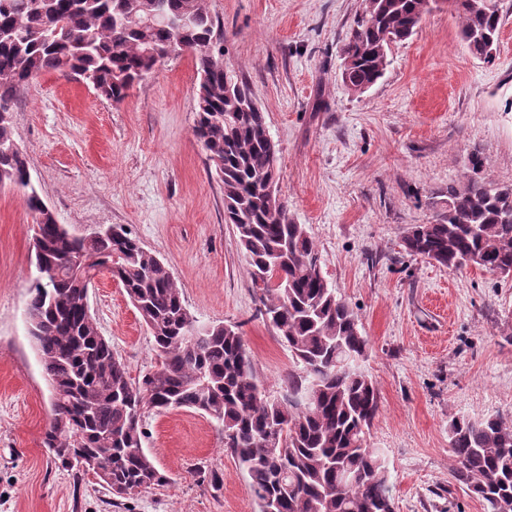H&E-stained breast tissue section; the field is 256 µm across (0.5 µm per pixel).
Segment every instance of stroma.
<instances>
[{
	"label": "stroma",
	"instance_id": "obj_1",
	"mask_svg": "<svg viewBox=\"0 0 512 512\" xmlns=\"http://www.w3.org/2000/svg\"><path fill=\"white\" fill-rule=\"evenodd\" d=\"M495 59L472 55L459 18L435 0L394 44L364 93L341 80L342 48L363 0H211L224 65L242 75L280 148L278 190L305 225L330 287L354 309L379 396L366 435L389 471L394 512H489L461 488L449 427L512 425V279L408 255L405 228L434 221L449 185L512 184V0ZM199 79L168 60L118 104L45 74L11 114L31 180L59 223L122 225L170 268L199 323L239 326L268 395L295 368L263 321L222 183L193 135ZM33 217L0 187V512H258L216 422L191 409L150 412L142 447L166 484L119 497L43 445L52 410L27 336ZM89 309L130 376L154 369L153 337L108 273Z\"/></svg>",
	"mask_w": 512,
	"mask_h": 512
}]
</instances>
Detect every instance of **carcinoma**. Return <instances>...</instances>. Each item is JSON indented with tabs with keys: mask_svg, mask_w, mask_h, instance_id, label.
<instances>
[{
	"mask_svg": "<svg viewBox=\"0 0 512 512\" xmlns=\"http://www.w3.org/2000/svg\"><path fill=\"white\" fill-rule=\"evenodd\" d=\"M462 18L463 40L492 62L502 17L495 0H448ZM431 0H365L348 31L341 78L353 93L374 85L390 45L419 29ZM188 55L199 76L193 132L224 186V222L232 224L260 314L286 344L300 371L288 374L278 399L257 378L242 333L200 324L184 304L170 268L122 227L97 238L53 221L12 123L0 121V184L23 190L38 224L45 262L35 261L28 301L51 391L54 419L43 444L70 448L58 456L87 473L89 458L110 466L101 485L132 495L166 483L142 448V422L152 410L188 408L219 423L224 448L249 478L259 512H393L389 475L365 445L379 408L361 369L368 340L354 310L329 286L307 228L273 203L280 149L265 112L243 78L224 68V30L208 0H0V107L43 73L86 80L104 99L127 91L166 61ZM405 251L450 269L478 267L512 277V184L470 179L448 185V209L403 233ZM81 256L83 270L70 268ZM103 271L125 289L154 338L157 368L131 379L90 314L89 288ZM195 324L200 335L190 340ZM312 390L309 402L296 395ZM285 436L268 440L275 428ZM455 479L486 501L512 505V426L498 418L451 425Z\"/></svg>",
	"mask_w": 512,
	"mask_h": 512,
	"instance_id": "obj_1",
	"label": "carcinoma"
}]
</instances>
